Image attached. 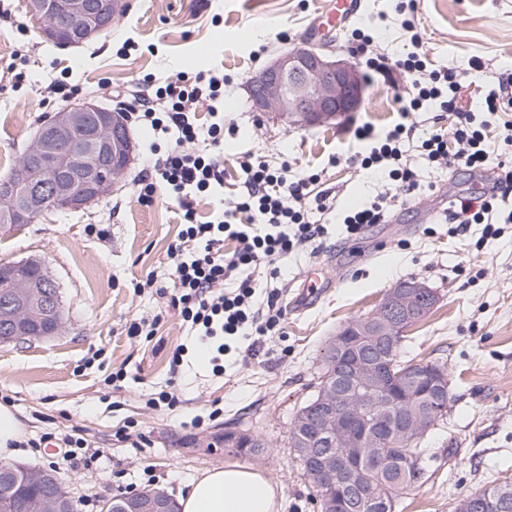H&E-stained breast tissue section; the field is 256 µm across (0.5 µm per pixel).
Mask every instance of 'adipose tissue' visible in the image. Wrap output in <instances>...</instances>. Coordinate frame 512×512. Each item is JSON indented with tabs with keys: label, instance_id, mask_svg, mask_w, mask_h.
I'll return each mask as SVG.
<instances>
[{
	"label": "adipose tissue",
	"instance_id": "1",
	"mask_svg": "<svg viewBox=\"0 0 512 512\" xmlns=\"http://www.w3.org/2000/svg\"><path fill=\"white\" fill-rule=\"evenodd\" d=\"M181 512H278L277 487L238 463L208 470L179 497Z\"/></svg>",
	"mask_w": 512,
	"mask_h": 512
}]
</instances>
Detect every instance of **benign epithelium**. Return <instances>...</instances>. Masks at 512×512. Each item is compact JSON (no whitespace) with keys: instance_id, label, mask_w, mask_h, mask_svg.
Here are the masks:
<instances>
[{"instance_id":"1","label":"benign epithelium","mask_w":512,"mask_h":512,"mask_svg":"<svg viewBox=\"0 0 512 512\" xmlns=\"http://www.w3.org/2000/svg\"><path fill=\"white\" fill-rule=\"evenodd\" d=\"M32 16L44 34L56 36L55 22L66 21L81 43L111 27L112 0H33ZM256 108L273 112L290 125L321 126L356 111L364 78L355 62L333 50L305 45L277 54L251 83ZM88 123L87 144L68 150L59 134ZM132 142L124 121L94 102H82L54 114L31 144V153L48 156L51 166L25 163L0 182V211L14 222H31L29 203L46 198L62 209L80 210L107 192L124 175ZM27 260L6 264L12 289L0 295V344L49 338L64 324V311L54 279L34 278ZM437 302L424 282L407 280L388 292L387 303L360 321L343 325L328 343L330 359L345 362L336 380L318 387L317 396L301 410L289 435L308 475L329 490L327 512H351L353 500L340 494L354 479L366 449L378 448L382 437L392 444L430 431L448 411V378L419 363L404 365L399 375L411 384L428 380L436 397L423 407L405 409L394 418L385 403V378L393 375L402 337ZM253 435L226 428L224 447L235 450ZM24 483L47 492L36 501L12 493L0 470V512H71L72 500L56 474L21 464L10 467ZM512 486L485 492L478 512H504ZM178 502L165 490L152 488L112 499V512H177Z\"/></svg>"}]
</instances>
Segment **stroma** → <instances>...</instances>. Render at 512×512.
<instances>
[{
  "mask_svg": "<svg viewBox=\"0 0 512 512\" xmlns=\"http://www.w3.org/2000/svg\"><path fill=\"white\" fill-rule=\"evenodd\" d=\"M126 2L100 37L60 47L43 38L26 0H0V11L14 21L0 29V65L15 64L20 75L0 83V177L54 112L87 98L129 109L177 72L204 70L225 75L224 124L236 129L224 137L225 195L243 180L238 157L249 155L273 168L322 169L321 186L334 201L313 215L325 227L322 236L284 256L278 278H256L280 293L279 327L254 346L232 342L224 373L215 376L178 312L163 309L161 290L175 286L168 249L182 227L165 199L137 203L134 182L155 137L142 121L128 119L134 150L114 187L85 210L46 211L30 224L0 230V263L40 261L65 311L56 336L0 345V393L25 418L27 438L59 437L80 426L99 454L88 467L72 468L55 465L54 447L23 448L15 462L54 467L78 503L102 506L151 485L177 495L206 470L234 462L211 442L230 425L267 443L250 465L278 487L280 512H320L288 444L291 423L318 389L329 338L374 310L397 283L417 279L436 291L438 302L408 329L401 354L444 364L451 399L447 416L425 438L431 458L423 481L399 497L395 512H448L453 500L512 482V223L494 236L479 224L453 234L448 225L423 223L438 204V189L462 192L479 178L422 165L417 174L427 192L396 204L395 223L372 225L352 241L339 222L342 212L383 189V178L356 160L354 130L368 124L381 131L398 121L405 80L369 79L358 111L327 126L293 127L256 111L248 86L284 49L317 42L346 51L349 31H312L326 0ZM417 15L432 63L454 64L461 83L470 82L476 57L486 84L512 72V0H417ZM401 21L392 0H365L354 25L373 33L376 53L394 60L409 46ZM57 82L68 84L72 96L51 93ZM309 271L324 277L327 292L298 313L291 302ZM149 278L153 287L134 293V283ZM158 313L164 319L152 340L127 336L132 320ZM179 346L185 352L174 372L170 361ZM117 370L126 374L120 388L106 386L105 377ZM168 388L178 404L152 407L151 398ZM123 428L131 440L118 439Z\"/></svg>",
  "mask_w": 512,
  "mask_h": 512,
  "instance_id": "1",
  "label": "stroma"
}]
</instances>
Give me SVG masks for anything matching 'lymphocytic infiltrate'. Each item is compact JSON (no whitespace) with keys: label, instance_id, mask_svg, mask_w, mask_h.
Returning a JSON list of instances; mask_svg holds the SVG:
<instances>
[{"label":"lymphocytic infiltrate","instance_id":"lymphocytic-infiltrate-1","mask_svg":"<svg viewBox=\"0 0 512 512\" xmlns=\"http://www.w3.org/2000/svg\"><path fill=\"white\" fill-rule=\"evenodd\" d=\"M395 9L411 33L409 50L393 65L408 83L399 109L401 120L381 132L365 125L356 130L362 167L387 174L390 184L372 201L343 214L345 231L360 236L366 226L386 223L395 201L417 197V173L403 159L402 145L412 131L407 119L435 104L452 114L453 123L448 132H433L422 141L420 157L427 166L496 173L491 187L449 197L444 221L462 229L480 224L486 234H493L494 217L512 223V132L501 136L500 154L490 156L487 149L489 130L499 114L512 112V73L498 77L479 109L464 106L454 67H435L423 49L416 32V0H397ZM353 37L354 54L370 73L393 67L370 54L368 35L357 30ZM223 102V78L203 73H179L155 96L142 97L144 120L174 141L164 154L144 159L133 189L139 203H152L162 191L177 205L183 229L179 243L169 249L176 281L168 304L210 350L218 374L224 371L229 340L265 335L282 316L276 293H268L265 305H258L257 285L254 279L241 278V271L265 268L277 276L275 263L280 257L323 235V226L312 222L311 215L327 211L330 198L319 187V173L295 178L289 165L275 170L264 161L248 160L240 164L245 176L241 193L225 200L212 219L200 220L196 198L224 185V118L219 112ZM229 238L237 247L228 253L224 242ZM234 279L238 287L228 288Z\"/></svg>","mask_w":512,"mask_h":512}]
</instances>
